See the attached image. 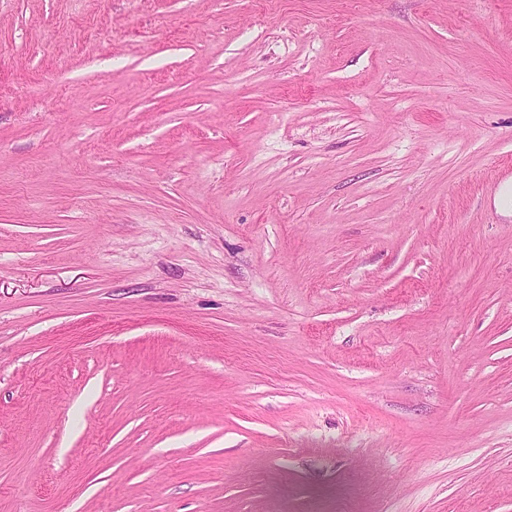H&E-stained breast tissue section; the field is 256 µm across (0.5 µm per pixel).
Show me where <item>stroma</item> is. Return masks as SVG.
<instances>
[{"instance_id":"35a3bbf8","label":"stroma","mask_w":512,"mask_h":512,"mask_svg":"<svg viewBox=\"0 0 512 512\" xmlns=\"http://www.w3.org/2000/svg\"><path fill=\"white\" fill-rule=\"evenodd\" d=\"M512 0H0V512H512Z\"/></svg>"}]
</instances>
